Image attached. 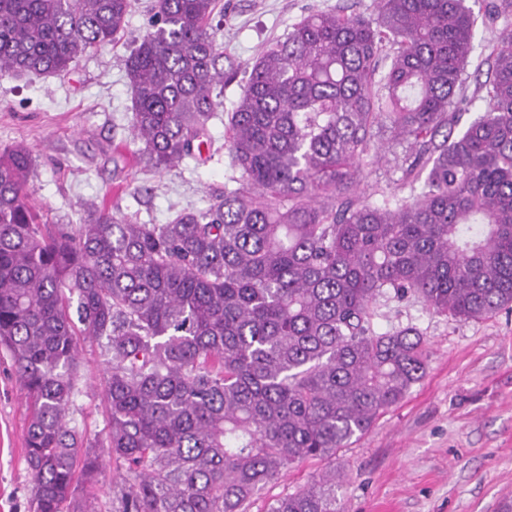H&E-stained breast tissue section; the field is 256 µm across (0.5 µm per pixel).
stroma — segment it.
Segmentation results:
<instances>
[{"instance_id":"35a3bbf8","label":"stroma","mask_w":512,"mask_h":512,"mask_svg":"<svg viewBox=\"0 0 512 512\" xmlns=\"http://www.w3.org/2000/svg\"><path fill=\"white\" fill-rule=\"evenodd\" d=\"M487 0H467L478 16L467 85L484 82L512 8L484 17ZM152 0H133L119 43L79 57L68 73L0 76V149L22 143L34 158L33 197L44 219L76 224L90 204L142 224H165L179 212L204 209L238 176L224 146V123L253 61L312 12L369 14L374 0H219L213 25L224 48L223 106L211 119L212 142L201 162L157 172L131 137L133 113L125 60L147 33ZM382 162L364 167L358 192L378 200L410 187L394 159L404 146L378 133ZM377 331L413 326L428 348L425 377L365 435L334 458L286 472L255 497L249 512H267L326 471L340 483L344 512H500L512 500V310L461 321L429 312L417 299L380 301ZM106 356L84 343L69 420L86 436L103 434ZM26 395L12 360L0 350V512H30L32 483L25 457ZM120 472L103 458L95 484L80 485L90 512H112Z\"/></svg>"}]
</instances>
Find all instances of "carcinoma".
Here are the masks:
<instances>
[{
    "label": "carcinoma",
    "instance_id": "1",
    "mask_svg": "<svg viewBox=\"0 0 512 512\" xmlns=\"http://www.w3.org/2000/svg\"><path fill=\"white\" fill-rule=\"evenodd\" d=\"M216 4L154 0L126 60L131 135L158 170L196 157L223 107ZM130 7L0 0V74L69 71L124 33ZM475 28L465 0L302 18L227 114L240 187L167 224L95 204L49 224L31 150H0V345L31 400L33 512H81L76 473L93 482L102 452L128 483L115 512H246L425 377L422 334L377 332L378 301L461 320L512 305V29L485 93L463 99ZM463 102L478 115L458 131ZM379 125L420 192L358 196ZM82 336L107 352L108 426L92 439L68 420ZM269 512H338L336 471Z\"/></svg>",
    "mask_w": 512,
    "mask_h": 512
}]
</instances>
